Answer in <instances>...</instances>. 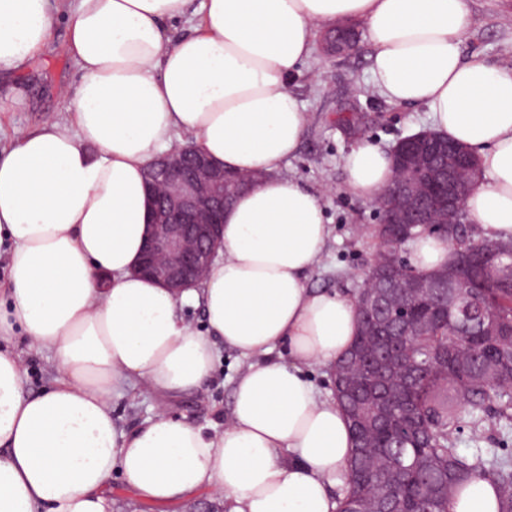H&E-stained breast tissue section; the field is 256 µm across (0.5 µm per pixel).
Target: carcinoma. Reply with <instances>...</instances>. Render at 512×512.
<instances>
[{"mask_svg": "<svg viewBox=\"0 0 512 512\" xmlns=\"http://www.w3.org/2000/svg\"><path fill=\"white\" fill-rule=\"evenodd\" d=\"M510 264L512 254L504 253L473 268L469 280L477 290L462 295L451 313L447 302L435 300L449 291L447 265L425 276L430 291L406 301L396 285L382 307L358 310L359 333L333 379L345 393L339 403L354 440L366 438L382 452L354 451L337 512H357L367 498L386 512H448L459 484L477 477L491 478L499 512H512V457L468 458L454 442L464 425L478 431L486 411L512 419V335L491 330L512 324V289L491 287ZM398 306L413 326L398 373L402 399L383 396L375 365L365 362Z\"/></svg>", "mask_w": 512, "mask_h": 512, "instance_id": "obj_1", "label": "carcinoma"}]
</instances>
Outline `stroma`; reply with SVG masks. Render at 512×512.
I'll return each mask as SVG.
<instances>
[{"label": "stroma", "instance_id": "35a3bbf8", "mask_svg": "<svg viewBox=\"0 0 512 512\" xmlns=\"http://www.w3.org/2000/svg\"><path fill=\"white\" fill-rule=\"evenodd\" d=\"M470 25L462 45L467 60L512 67V0H467ZM358 34L355 50L327 54L316 47L312 56L294 73L288 88L302 101L308 122L299 152L285 175L322 191V203L331 237L308 280L310 288L355 295L362 284L360 272L377 250L373 235L376 221L368 202L346 188L344 156L366 140L390 149L403 136L428 128V109L422 104L388 103L370 82L371 47L364 22L352 23ZM64 16H57L47 48L28 69L19 74H0V148L8 147L17 129L34 130L50 119L66 114L64 90L80 80L77 63L69 56ZM22 86L23 96L12 101V90ZM11 348L19 353L28 371L30 391L48 386L57 376L54 355L45 349H29L22 337ZM247 358L223 349L211 380L201 391L169 404V410L207 430L223 429L231 409L234 379L245 369ZM156 397L144 389L116 399L112 412L123 426L132 429L158 409ZM460 455L512 454V421L485 418L480 434L463 429L456 435Z\"/></svg>", "mask_w": 512, "mask_h": 512}]
</instances>
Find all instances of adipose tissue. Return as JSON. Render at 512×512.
Listing matches in <instances>:
<instances>
[{"label": "adipose tissue", "instance_id": "ef3b65f1", "mask_svg": "<svg viewBox=\"0 0 512 512\" xmlns=\"http://www.w3.org/2000/svg\"><path fill=\"white\" fill-rule=\"evenodd\" d=\"M191 4L71 0L81 75L68 119L16 131L0 155V340L51 349L59 371L26 393L19 356L0 348V512H112L116 471L159 505L205 492L225 512H336L353 435L308 370L350 349L358 317L354 298L308 288L330 227L317 193L281 172L306 125L288 79L325 24L365 22L372 86L426 105L434 129L475 154L470 218L484 238H512V68L464 60L467 0H202L197 24L177 32ZM54 25L50 0H0V72L24 70ZM188 142L265 177L225 208L222 258L177 298L135 267L145 169ZM343 167L369 201L392 179L388 152L368 142ZM223 345L250 363L229 422L209 434L166 403L202 386ZM133 386L162 405L126 430L112 402ZM448 512H498L494 482H463Z\"/></svg>", "mask_w": 512, "mask_h": 512}]
</instances>
